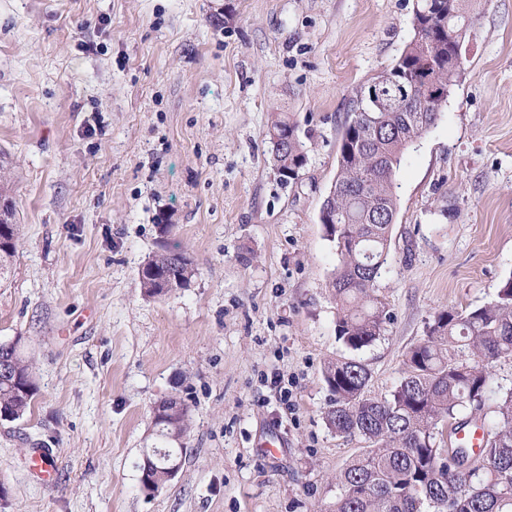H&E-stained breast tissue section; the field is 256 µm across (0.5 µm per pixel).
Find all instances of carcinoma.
<instances>
[{
    "mask_svg": "<svg viewBox=\"0 0 512 512\" xmlns=\"http://www.w3.org/2000/svg\"><path fill=\"white\" fill-rule=\"evenodd\" d=\"M473 0H415L414 21L444 14L447 31L430 41L411 38L392 69H406L425 52L434 56V80L452 92L459 73L455 46L466 38L472 22ZM427 108H378L369 90L357 92L353 109L338 142L336 193L324 201L325 236L334 244L338 265L332 273L331 295L336 302V336L352 351L380 339L391 314L374 291L387 263L397 213L395 176L406 150L437 121ZM298 133L287 115L272 113L268 136L274 166L281 181L298 178L307 163L300 138L288 143L277 135ZM7 167L0 165V281L12 268L20 242L14 223ZM161 263L158 276L181 287L196 275L181 252L154 255ZM11 350L13 376L0 379V407L22 417L36 394L30 364L15 344ZM512 359V277L490 302L472 309L434 314L426 336L404 359L399 383L383 397L367 394L370 372L354 357L331 361L323 377L331 394L325 410L330 429L341 437H358L362 450L336 475L338 493L326 512H512V387L502 390L497 423L486 432L477 452L460 445L443 450L437 439L440 423L458 424L467 409H480L493 380L495 363ZM178 425L155 424L160 436L183 439L189 429V409L181 403ZM179 448L157 450L153 490L166 483V456Z\"/></svg>",
    "mask_w": 512,
    "mask_h": 512,
    "instance_id": "cac0c4a2",
    "label": "carcinoma"
}]
</instances>
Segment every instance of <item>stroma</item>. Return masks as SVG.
Segmentation results:
<instances>
[{"label":"stroma","mask_w":512,"mask_h":512,"mask_svg":"<svg viewBox=\"0 0 512 512\" xmlns=\"http://www.w3.org/2000/svg\"><path fill=\"white\" fill-rule=\"evenodd\" d=\"M414 0H0V160L22 240L0 286V344L37 392L0 421V512H323L363 446L326 425L325 363L347 356L319 222L357 91L411 38ZM465 70L396 175L376 293L393 318L358 352L387 395L433 314L512 276V0H488ZM308 147L282 183L272 113ZM178 248L190 285L145 296ZM288 382L280 400L264 378ZM189 408L181 468L139 465L152 409ZM54 452L57 478L27 473ZM55 467L52 463V449L33 448L28 464V474L36 481L47 483L54 480Z\"/></svg>","instance_id":"obj_1"}]
</instances>
